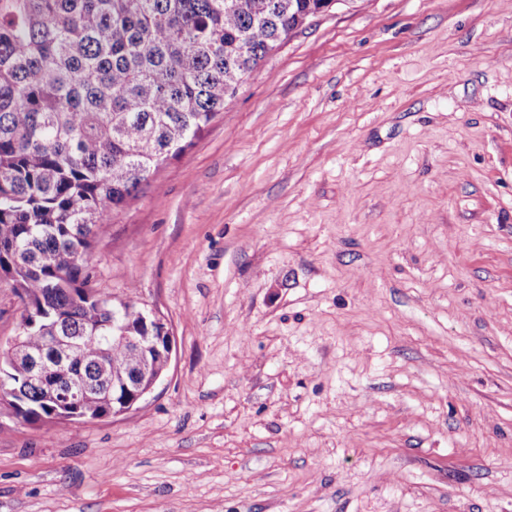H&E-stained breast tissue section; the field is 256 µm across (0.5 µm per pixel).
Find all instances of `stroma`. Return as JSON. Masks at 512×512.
I'll return each mask as SVG.
<instances>
[{"label":"stroma","instance_id":"1","mask_svg":"<svg viewBox=\"0 0 512 512\" xmlns=\"http://www.w3.org/2000/svg\"><path fill=\"white\" fill-rule=\"evenodd\" d=\"M175 336L133 410L0 414V512H512V0H345L114 212Z\"/></svg>","mask_w":512,"mask_h":512}]
</instances>
